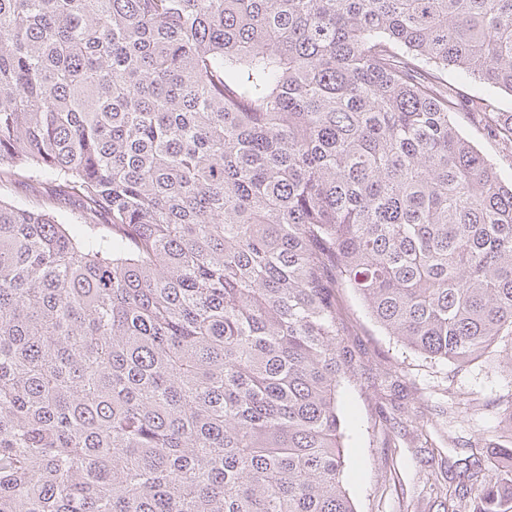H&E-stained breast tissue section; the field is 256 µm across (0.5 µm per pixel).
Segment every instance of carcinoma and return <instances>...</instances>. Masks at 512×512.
Returning <instances> with one entry per match:
<instances>
[{"label": "carcinoma", "instance_id": "1", "mask_svg": "<svg viewBox=\"0 0 512 512\" xmlns=\"http://www.w3.org/2000/svg\"><path fill=\"white\" fill-rule=\"evenodd\" d=\"M504 92L512 0H0V512H354L338 295L512 340ZM455 120L461 133L495 164L506 179L510 180L512 175V156H510V153L501 150L493 139L484 134L483 130L472 125L464 111L458 112ZM0 194L4 200L18 199L30 205L42 204L46 198L44 187L30 182L29 184H16L15 186H11L7 189L5 188L3 191L0 189Z\"/></svg>", "mask_w": 512, "mask_h": 512}]
</instances>
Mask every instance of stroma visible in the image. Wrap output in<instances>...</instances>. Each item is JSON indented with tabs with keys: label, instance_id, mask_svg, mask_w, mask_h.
Masks as SVG:
<instances>
[{
	"label": "stroma",
	"instance_id": "stroma-1",
	"mask_svg": "<svg viewBox=\"0 0 512 512\" xmlns=\"http://www.w3.org/2000/svg\"><path fill=\"white\" fill-rule=\"evenodd\" d=\"M461 133L512 176V153L501 150L465 112L455 116ZM350 341L361 358L357 375L341 390L345 418V483L355 512H445L428 473L448 488L459 482L458 462L495 453L512 439V344L489 357L458 366L424 358L380 330L354 295L343 299ZM401 372L389 390L381 377Z\"/></svg>",
	"mask_w": 512,
	"mask_h": 512
}]
</instances>
